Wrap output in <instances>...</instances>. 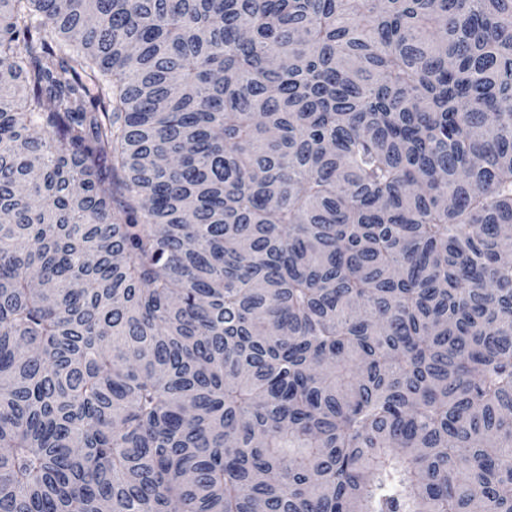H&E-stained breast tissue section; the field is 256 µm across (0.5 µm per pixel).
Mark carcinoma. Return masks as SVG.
Masks as SVG:
<instances>
[{
    "mask_svg": "<svg viewBox=\"0 0 512 512\" xmlns=\"http://www.w3.org/2000/svg\"><path fill=\"white\" fill-rule=\"evenodd\" d=\"M512 0H0V512H512Z\"/></svg>",
    "mask_w": 512,
    "mask_h": 512,
    "instance_id": "1",
    "label": "carcinoma"
}]
</instances>
